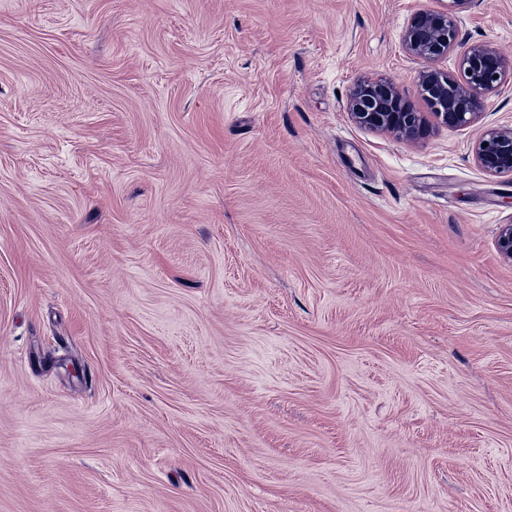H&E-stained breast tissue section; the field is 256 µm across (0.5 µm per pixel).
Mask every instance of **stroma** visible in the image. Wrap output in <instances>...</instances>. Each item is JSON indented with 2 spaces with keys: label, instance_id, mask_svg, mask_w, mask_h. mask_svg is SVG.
Wrapping results in <instances>:
<instances>
[{
  "label": "stroma",
  "instance_id": "35a3bbf8",
  "mask_svg": "<svg viewBox=\"0 0 512 512\" xmlns=\"http://www.w3.org/2000/svg\"><path fill=\"white\" fill-rule=\"evenodd\" d=\"M447 5L0 0V512H512V80L347 110ZM348 111L358 126L401 139L417 140L428 131L425 115L416 112L411 102L386 81H358L350 93ZM475 161L489 175L512 177V126L486 130L476 146Z\"/></svg>",
  "mask_w": 512,
  "mask_h": 512
}]
</instances>
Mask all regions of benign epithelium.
<instances>
[{
	"label": "benign epithelium",
	"instance_id": "benign-epithelium-1",
	"mask_svg": "<svg viewBox=\"0 0 512 512\" xmlns=\"http://www.w3.org/2000/svg\"><path fill=\"white\" fill-rule=\"evenodd\" d=\"M467 3L469 0H448L446 9L420 10L401 35L410 58L425 63L418 74L420 95L437 122L449 127L474 122L486 100L512 77V59L490 42L474 43L461 53L458 78L438 66L458 44L459 10ZM348 111L358 126L401 139L417 140L428 131L425 115L415 111L411 102L386 81L357 82L349 96ZM475 161L489 175L512 177V126L486 130L476 146ZM497 248L503 258L512 261V224L501 225Z\"/></svg>",
	"mask_w": 512,
	"mask_h": 512
}]
</instances>
